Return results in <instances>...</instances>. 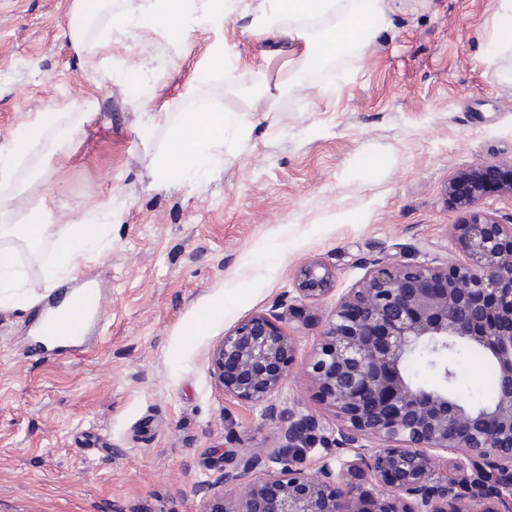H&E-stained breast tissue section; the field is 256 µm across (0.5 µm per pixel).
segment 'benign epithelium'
I'll return each instance as SVG.
<instances>
[{
    "label": "benign epithelium",
    "instance_id": "1",
    "mask_svg": "<svg viewBox=\"0 0 512 512\" xmlns=\"http://www.w3.org/2000/svg\"><path fill=\"white\" fill-rule=\"evenodd\" d=\"M492 186L512 194V159L463 171L449 184L465 213L454 230L466 262L378 264L336 303L308 374L336 413L334 446L348 451L337 456L338 467L326 462L315 475L304 469L317 423L274 401L295 351L280 326L284 304L225 333L210 353L216 386L264 405L279 434L264 447L225 449L217 491L201 512H512V217L505 224L478 208ZM334 282L316 260L299 270L297 291L316 299ZM460 344L499 366L500 390L489 407L451 394L448 355ZM416 353L429 356L434 383L409 376ZM448 452L452 476H440L433 463ZM356 470L371 488L347 482ZM238 487L243 495L229 494Z\"/></svg>",
    "mask_w": 512,
    "mask_h": 512
}]
</instances>
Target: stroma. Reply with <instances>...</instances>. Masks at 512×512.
<instances>
[{
  "mask_svg": "<svg viewBox=\"0 0 512 512\" xmlns=\"http://www.w3.org/2000/svg\"><path fill=\"white\" fill-rule=\"evenodd\" d=\"M254 3L225 2L223 70L212 35L195 31L155 37L165 70L133 72L132 41L73 51L67 0H0V145L65 113L82 131L68 158L40 167L48 203L76 223L113 210L71 273L54 268V242L0 239L24 282L0 307V512H200L228 444L262 447L279 431L263 405L216 386L209 353L280 302L295 354L275 402L333 440L306 363L339 297L381 262L467 259L448 184L512 158L500 0H394L369 46L306 75V97L263 59ZM202 101L242 126L225 128L207 176L157 177L168 127L141 105L174 114ZM315 259L336 283L309 300L296 275ZM65 283L107 290L102 322L79 356L30 355L32 314Z\"/></svg>",
  "mask_w": 512,
  "mask_h": 512,
  "instance_id": "1",
  "label": "stroma"
}]
</instances>
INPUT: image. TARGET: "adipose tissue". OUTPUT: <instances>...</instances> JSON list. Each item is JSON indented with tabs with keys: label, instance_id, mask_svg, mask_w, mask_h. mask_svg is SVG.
I'll return each mask as SVG.
<instances>
[{
	"label": "adipose tissue",
	"instance_id": "1",
	"mask_svg": "<svg viewBox=\"0 0 512 512\" xmlns=\"http://www.w3.org/2000/svg\"><path fill=\"white\" fill-rule=\"evenodd\" d=\"M387 9V0H258L254 13L258 30L268 37L264 58L285 53L293 71L308 72L340 51L364 47L372 21L383 19ZM68 13L84 20L69 34L79 54L110 46L117 36L138 40L147 31L166 36L202 27L215 35L209 49L212 58L224 56V0H140L133 12L116 10L114 0H70ZM227 121L220 111L207 113L202 120L191 113L184 116L170 130L158 158L160 168L205 172L223 151ZM29 128L43 144L41 159L46 163L65 158L78 134L77 128L65 125L48 128L38 118ZM19 166L15 151L0 153V186L13 190L12 195L0 197V210L10 209L27 218L23 224L0 225V237L18 234L29 241L54 240L59 266L74 267L80 255L94 245L87 225L111 223V207L85 214L83 231H76L47 205L40 178L19 179Z\"/></svg>",
	"mask_w": 512,
	"mask_h": 512
}]
</instances>
